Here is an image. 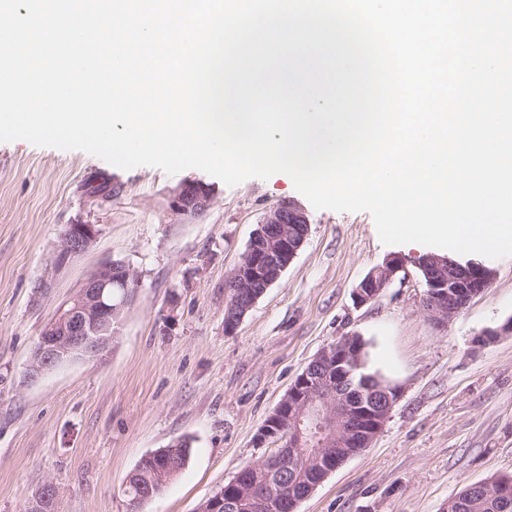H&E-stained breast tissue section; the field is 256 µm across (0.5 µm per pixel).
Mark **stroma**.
<instances>
[{
    "label": "stroma",
    "mask_w": 512,
    "mask_h": 512,
    "mask_svg": "<svg viewBox=\"0 0 512 512\" xmlns=\"http://www.w3.org/2000/svg\"><path fill=\"white\" fill-rule=\"evenodd\" d=\"M184 182L211 205L183 220ZM289 201L309 234L282 277L232 334L225 281L266 212ZM98 225L85 252L57 263L70 224ZM390 255L404 268L372 302L353 293ZM422 251L383 244L366 212L315 209L289 176L236 186L197 169L123 170L79 150L0 142V512H26L45 484L57 512H128L125 479L173 441L183 469L138 512H199L244 466L267 416L324 348L356 333L399 396L372 446L345 461L297 512H443L465 486L512 475V335L475 344L512 319V257L447 324L423 307ZM139 276L108 351L37 379L27 365L57 305L100 265ZM211 204V195L199 183L187 182L179 186L173 195L171 208L181 218L203 214Z\"/></svg>",
    "instance_id": "35a3bbf8"
}]
</instances>
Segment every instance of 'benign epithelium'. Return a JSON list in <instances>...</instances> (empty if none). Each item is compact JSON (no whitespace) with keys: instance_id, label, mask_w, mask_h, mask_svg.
I'll list each match as a JSON object with an SVG mask.
<instances>
[{"instance_id":"benign-epithelium-1","label":"benign epithelium","mask_w":512,"mask_h":512,"mask_svg":"<svg viewBox=\"0 0 512 512\" xmlns=\"http://www.w3.org/2000/svg\"><path fill=\"white\" fill-rule=\"evenodd\" d=\"M211 195L198 183L187 182L173 195L171 208L181 218L203 214ZM296 227L294 232L287 225ZM309 233L304 211L280 203L267 212L253 231L241 262L227 278V287L236 289L224 308V332L233 333L258 299L255 289H267L277 282L303 246ZM96 224L67 226L57 254L62 264L86 251L97 239ZM419 267L426 288L424 310L437 325L446 324L470 301L489 288L493 272L481 263L464 265L447 257L429 256ZM403 268L396 255L371 269L354 292L358 306L375 300ZM138 276L129 264L112 260L89 274L78 291L64 300L44 327L34 348L27 376L35 379L45 372L76 360L102 355L119 333L121 317L131 305ZM354 350L346 339L324 349L297 377L288 393L276 405L259 429L255 443L263 446L270 438L288 432V447L261 459L262 470L277 473L288 459V448L313 447L333 472L351 455L371 446L398 398L396 390H383L373 399L361 395L349 399L342 392L352 374ZM262 495L263 486L254 483L244 491L233 482L224 494L210 498L201 512H224L245 494ZM496 495L503 512L512 508V478H500ZM52 484L43 486L31 502L32 512H42L55 503Z\"/></svg>"}]
</instances>
